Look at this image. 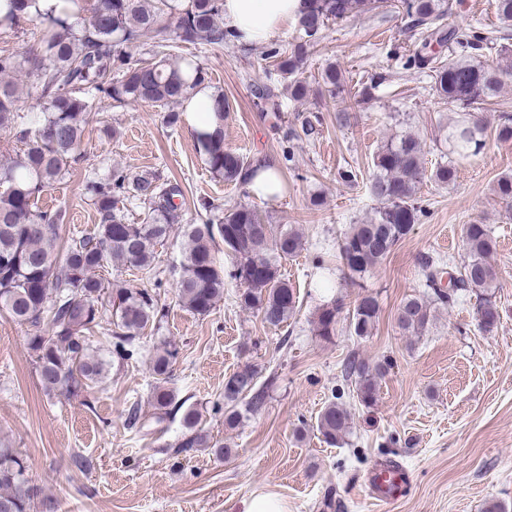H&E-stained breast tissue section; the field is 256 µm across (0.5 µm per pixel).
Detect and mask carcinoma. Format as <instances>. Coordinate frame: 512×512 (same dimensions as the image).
<instances>
[{
	"instance_id": "1",
	"label": "carcinoma",
	"mask_w": 512,
	"mask_h": 512,
	"mask_svg": "<svg viewBox=\"0 0 512 512\" xmlns=\"http://www.w3.org/2000/svg\"><path fill=\"white\" fill-rule=\"evenodd\" d=\"M380 0H306L297 17L298 35L287 44L273 47L266 58L273 60V74L254 86L258 105L274 118L282 111L278 84L288 80V99L300 102L309 94V84L300 77L303 66L329 23L347 20L378 8ZM0 30L27 34L34 28L31 45L21 50L0 49V129L14 138L13 155L0 164V310L26 326L28 348L44 390L76 395L104 382L108 364L93 353L91 333L106 334L107 350L121 363L138 360L143 353L141 334L160 314L154 295L146 289L107 290L97 271L106 263L129 265L162 284L156 268V246L179 230L185 250L176 267V296L183 308L196 315L209 314L224 296L228 283L241 286L239 306L279 327L295 315L297 293L279 274L274 257L297 255L303 249L301 233L293 226L268 224L248 205L224 209L222 215L206 217L201 224L182 223L183 196L178 182H162L153 174L130 176L114 171L106 180L86 182L85 194L93 201L100 223L92 237L60 245L59 230L65 215L41 211L37 202L54 183L69 173L82 144L86 125L94 118L95 100L107 99L114 107L132 103L167 110L166 123L184 121L183 105L192 92L208 84L207 73L192 60L173 62L159 51L152 58L132 62L127 49L147 46L169 21L176 40L186 44L224 46L234 42L224 28V0H94L86 6L78 0H58L48 9L39 0H5ZM397 8L426 36L417 45L406 66L427 69L436 94L459 108L462 116L448 129L446 141L455 159L439 163L430 179L448 185L457 178L460 164L478 155L485 146L486 127L470 113L472 106L502 86V76L512 72V59L498 53L497 64L477 57L496 45V38L478 30L445 27L443 0H397ZM454 45L460 57L435 65L437 48ZM35 82L24 87V78ZM380 73L346 89L330 66L322 73L328 96L339 103L351 94L356 101H369L383 84ZM45 101L43 111L22 115V95ZM216 127L197 133L198 151L210 173L227 183L247 186L248 179L268 167L265 157H250L224 143V112L228 100L215 91ZM318 115L306 116L300 125L288 128V142L315 133ZM495 137L512 143V115L503 113ZM369 191L379 203L375 217L365 224H352L338 244L339 258L351 280L364 277L390 254L424 213L418 189L424 176V145L413 135L392 138L373 156ZM495 194L512 207V174L498 179ZM131 195L148 204L139 224H129L118 208L119 198ZM223 242V263L216 243ZM467 259L459 273L427 257L422 261L424 287L399 305L395 323L405 336L419 337L432 324L433 306H451L459 295L475 297V318L480 330L491 332L500 323L496 301L497 272L490 263L495 241L485 224L464 226ZM448 287H442L443 276ZM108 295L112 308L109 327L103 326L99 300ZM346 303L337 297L318 309L317 335L326 341L336 336L338 317ZM380 305L371 294H359L348 310L350 333L360 339L371 335ZM177 346L163 342L150 356L155 379L151 399L160 417L182 413L183 448H215L224 455L231 449L217 446L202 427V415L177 398L168 387ZM392 360L377 361L349 356L344 363L345 380L355 385L360 403L376 404L382 380ZM259 372L247 363L224 379V426L237 427L246 412L258 413L265 393L256 388ZM323 407L316 428L325 441L340 445L350 432L351 413L341 401V391ZM36 490L29 485L27 466L16 448H0V512H35Z\"/></svg>"
}]
</instances>
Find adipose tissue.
Here are the masks:
<instances>
[{
  "instance_id": "ef3b65f1",
  "label": "adipose tissue",
  "mask_w": 512,
  "mask_h": 512,
  "mask_svg": "<svg viewBox=\"0 0 512 512\" xmlns=\"http://www.w3.org/2000/svg\"><path fill=\"white\" fill-rule=\"evenodd\" d=\"M302 0H224V26L237 43L268 41L296 19Z\"/></svg>"
}]
</instances>
